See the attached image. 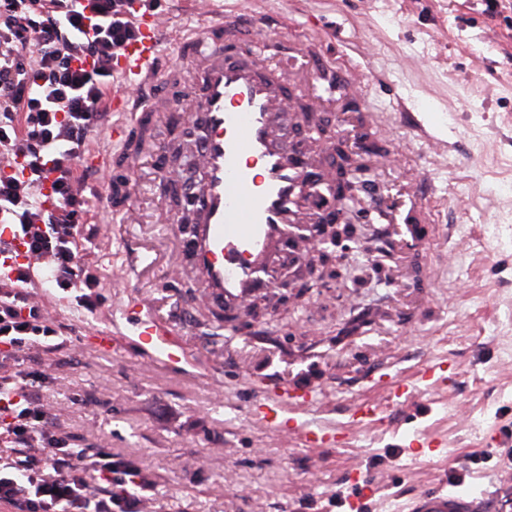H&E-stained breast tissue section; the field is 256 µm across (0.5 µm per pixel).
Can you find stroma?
<instances>
[{
  "instance_id": "1",
  "label": "stroma",
  "mask_w": 512,
  "mask_h": 512,
  "mask_svg": "<svg viewBox=\"0 0 512 512\" xmlns=\"http://www.w3.org/2000/svg\"><path fill=\"white\" fill-rule=\"evenodd\" d=\"M255 3L273 27L253 45L284 37L339 66L342 79L327 93L314 71L267 54L299 103L323 104L328 136L342 124L378 141L383 157L368 175V199L396 196L403 211L420 182L419 199L446 244L408 251L391 284L374 277L315 288L288 307L272 289L268 314L235 331L223 312L201 309L200 288L165 263L184 242L157 214L182 212L192 158L171 155L176 186L166 197L154 190L149 155L131 170L113 166L115 181L137 187L139 221L93 227L84 258L101 274V307L77 308L42 284L48 312L68 325L75 346L57 357L51 411L71 418L74 447L111 449L147 477L152 488L132 512H346L336 493L348 490L354 469L377 486L365 512H408L455 471L465 477L466 500L494 495L500 512H512V0H498L493 16L486 0ZM130 12L154 15L173 53L181 30L198 23L185 0H136ZM355 72L363 79L357 97L343 82ZM399 94L411 95L447 152H434L396 119ZM144 248L157 264L126 276L128 259ZM429 272L433 281L416 287ZM139 316L193 321L191 334L177 339L180 363L140 345ZM105 333L115 337L107 349L96 341ZM439 359L453 374L448 386L415 383L413 398L398 404L367 387L373 370L415 382L422 363ZM290 384L315 389L314 403L297 415L302 424L347 427L351 408L366 398L380 421L306 446L251 414L253 400ZM73 394L81 404L70 403ZM416 435L436 451L402 454Z\"/></svg>"
}]
</instances>
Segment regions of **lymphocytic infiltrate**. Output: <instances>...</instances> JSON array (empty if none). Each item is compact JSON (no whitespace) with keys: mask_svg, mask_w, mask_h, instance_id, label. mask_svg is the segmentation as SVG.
Wrapping results in <instances>:
<instances>
[{"mask_svg":"<svg viewBox=\"0 0 512 512\" xmlns=\"http://www.w3.org/2000/svg\"><path fill=\"white\" fill-rule=\"evenodd\" d=\"M125 0H0V506L9 512H129L146 479L103 448H74L44 398L48 356L70 350L36 288L42 263L57 290L95 311L101 276L85 262L88 190L82 165L110 123L116 49L135 35Z\"/></svg>","mask_w":512,"mask_h":512,"instance_id":"obj_1","label":"lymphocytic infiltrate"}]
</instances>
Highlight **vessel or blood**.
Listing matches in <instances>:
<instances>
[{
  "label": "vessel or blood",
  "instance_id": "obj_1",
  "mask_svg": "<svg viewBox=\"0 0 512 512\" xmlns=\"http://www.w3.org/2000/svg\"><path fill=\"white\" fill-rule=\"evenodd\" d=\"M200 21V38L185 42L181 59L168 60L159 21L141 17L136 38L114 60L125 91L110 102L118 117L110 135L127 152L134 132L159 113L188 115L197 132L198 158L189 227L191 271L206 309L234 311L269 288L275 250L291 225L302 220L297 205L302 183L317 174L331 187L336 175L293 151L288 132L292 96L263 50L241 43L239 15L217 16L208 8ZM132 195V188H125L116 202L111 186H104L102 208L132 223ZM312 399L309 389H285L256 399L252 414L281 430L288 425L289 406ZM351 477L363 493L347 497L345 504L349 512H361V499L373 496L374 481L360 470ZM497 509L493 499L476 504L442 488L421 495L415 507L416 512Z\"/></svg>",
  "mask_w": 512,
  "mask_h": 512
}]
</instances>
